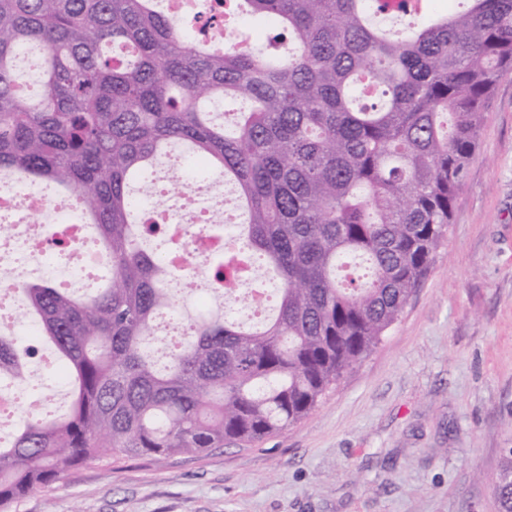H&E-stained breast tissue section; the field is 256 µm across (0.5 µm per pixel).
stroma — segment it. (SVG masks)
<instances>
[{"mask_svg":"<svg viewBox=\"0 0 512 512\" xmlns=\"http://www.w3.org/2000/svg\"><path fill=\"white\" fill-rule=\"evenodd\" d=\"M52 348L26 399L63 406ZM512 449V73L401 320L306 418L201 455L82 463L14 512H497ZM509 458L501 466V469L493 483L494 496L498 512H512V482L503 483V475L512 477V449L509 450Z\"/></svg>","mask_w":512,"mask_h":512,"instance_id":"1","label":"stroma"}]
</instances>
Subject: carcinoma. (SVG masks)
I'll return each instance as SVG.
<instances>
[{"label":"carcinoma","mask_w":512,"mask_h":512,"mask_svg":"<svg viewBox=\"0 0 512 512\" xmlns=\"http://www.w3.org/2000/svg\"><path fill=\"white\" fill-rule=\"evenodd\" d=\"M191 2L179 16L165 0H0V177L76 197L103 271L91 294L16 285L73 399L59 418L29 411L0 445V512L85 461L248 446L308 416L428 273L512 72V0H465L396 38L382 0H224L229 21L278 29L250 52L206 39L215 15ZM32 45L35 91L16 64ZM228 99L240 104L229 125ZM174 144L188 149L175 199L190 201L199 168L234 189L242 222L213 271L224 298L248 304L241 265L277 288L251 323L189 320L160 366L154 322L195 281L164 260L179 244L140 197ZM35 351L0 335V377L20 387ZM504 475L512 449L493 483L498 512H512Z\"/></svg>","instance_id":"carcinoma-1"}]
</instances>
